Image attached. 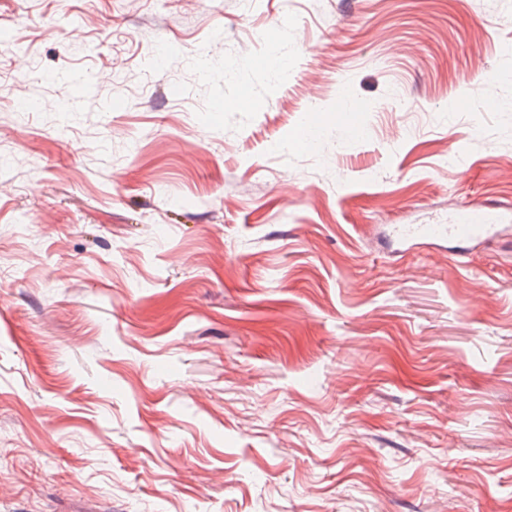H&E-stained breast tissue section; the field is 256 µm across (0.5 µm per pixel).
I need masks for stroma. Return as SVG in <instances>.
Here are the masks:
<instances>
[{"label":"stroma","instance_id":"obj_1","mask_svg":"<svg viewBox=\"0 0 512 512\" xmlns=\"http://www.w3.org/2000/svg\"><path fill=\"white\" fill-rule=\"evenodd\" d=\"M0 32V512H512V0ZM486 220L487 215L484 212L466 208L457 213L451 224L403 225L402 234L411 240L448 237L454 243L455 254L465 256L474 241H484L495 236V229L499 224H485Z\"/></svg>","mask_w":512,"mask_h":512}]
</instances>
